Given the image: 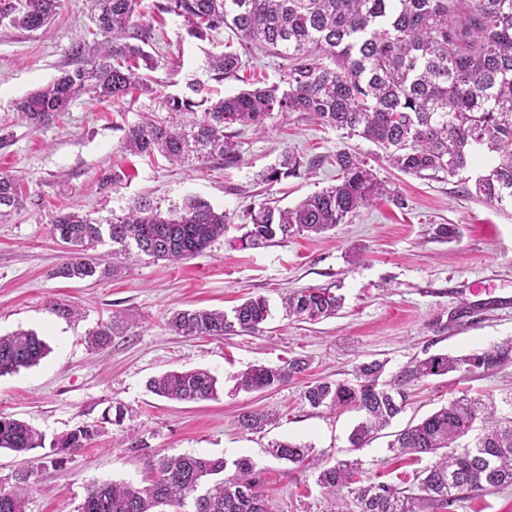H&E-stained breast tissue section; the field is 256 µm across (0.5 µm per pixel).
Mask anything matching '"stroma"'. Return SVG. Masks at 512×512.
Instances as JSON below:
<instances>
[{"label":"stroma","mask_w":512,"mask_h":512,"mask_svg":"<svg viewBox=\"0 0 512 512\" xmlns=\"http://www.w3.org/2000/svg\"><path fill=\"white\" fill-rule=\"evenodd\" d=\"M136 22L155 34L144 47L154 68L136 71L148 91L117 103L81 96L63 116L38 128L23 121L13 103L82 65L72 47L93 26L91 4L64 0L45 33L0 29V172L15 176L25 197L22 209L0 220V336L32 331L50 348L36 366L0 377V413L29 422L46 442L35 462L1 450L0 488L10 489L28 470L27 512H76L93 483L146 484L149 455H246L256 463L273 512H321L324 501L310 473L269 454L278 441L360 459L365 476L380 481L412 482L420 462L392 458L383 437L351 448L348 435L358 413L310 408L302 392L320 378L351 379L363 361H384L390 380L413 360L462 355L512 339V206L468 195L457 176L420 178L391 169L378 161L372 142L343 137L298 113L268 122L262 132L242 129L243 161L236 166L220 160L173 165L160 156L130 154L123 148L126 130L160 113L163 100L184 91L189 79L207 83L216 97L278 79L277 59L258 55L249 58L239 78L212 80L208 57L223 51L227 30L200 41L174 15L146 11ZM344 147L373 166L404 206L384 198L326 237L292 235L257 248L241 245L239 226L248 205L292 207L334 185L331 158ZM288 153L301 157L311 173L272 187L260 183L259 173ZM112 173L120 177L113 185L105 181ZM144 195L166 204L201 198L225 212L231 225L188 260L144 256L98 282L56 276L68 250L52 234L55 216L77 210L104 220ZM441 224L456 225L455 238L437 237ZM320 287L340 296L336 316L318 323L286 317L285 291ZM257 295L268 299L271 310L260 333L186 337L167 325L175 311L228 313ZM60 303L76 309V316L58 314ZM116 313L131 321V329L91 349L87 333ZM295 356L309 361L303 375L260 392L237 390L236 376L248 366L283 367ZM191 369L218 378L217 398L173 402L147 389L153 376ZM405 392L406 407L390 426L394 432L465 394L498 403L511 397L512 364L468 377H432L407 385ZM117 401L128 410L125 426L106 425L86 447L53 454L58 437L100 422ZM252 409L273 414L265 431L238 428V415ZM129 425L149 445V454L130 451Z\"/></svg>","instance_id":"1"}]
</instances>
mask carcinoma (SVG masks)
Listing matches in <instances>:
<instances>
[{
	"instance_id": "obj_1",
	"label": "carcinoma",
	"mask_w": 512,
	"mask_h": 512,
	"mask_svg": "<svg viewBox=\"0 0 512 512\" xmlns=\"http://www.w3.org/2000/svg\"><path fill=\"white\" fill-rule=\"evenodd\" d=\"M63 0H0V27L47 29ZM143 0H93L92 22L101 37L87 65L66 70L17 101L14 109L37 127L90 94L119 102L135 90L147 91L132 59L148 61L142 48L121 42L134 26ZM152 11L183 18L190 36L206 40L224 28L237 45L209 57L212 79L231 77L245 66L243 55L281 59L280 82L242 90L217 100L199 80L187 93L166 98V115H148L128 128L124 149L158 153L172 163L224 165L242 161L239 128L263 130L267 121L298 112L321 126L346 131L374 143L383 159L417 177H449L467 171L478 157L487 160L476 177L477 198L512 202V0H153ZM337 183L293 208L268 205L244 210L239 241L259 246L296 234L321 235L350 224L360 209L389 193L373 168L347 149L331 157ZM301 158L286 154L260 174L273 186L301 175ZM24 207L16 180L0 173V218ZM230 218L208 202L187 197L167 208L145 195L106 222L81 212L61 213L52 233L70 247L57 274L80 281L107 278L113 267L86 251L112 246V257L145 255L179 262L200 254L229 226ZM288 316L317 323L336 315L340 299L329 288H301L282 297ZM269 317L267 299L250 297L227 315L220 310H181L168 320L185 336L222 337L256 333ZM120 317L88 334L93 346L123 336ZM48 345L32 331L0 337V377L39 363ZM512 362V339L465 356L446 353L416 359L390 382L381 380L385 363L364 362L354 380H319L306 386L303 401L313 409L355 410L360 421L348 441L362 448L404 409L403 387L412 381L477 370L492 371ZM308 362L297 357L286 368L251 365L237 376L236 388L257 392L300 374ZM218 379L206 370L168 371L148 382L155 396L177 402L214 398ZM269 415L238 417L239 428L261 431ZM100 433L82 425L58 438L53 451L84 448ZM44 447L43 435L23 420L0 414V449L27 454ZM388 451L426 460L414 487L360 479L358 460L330 462L310 445L276 442L269 453L292 464L308 463L322 491L323 512H450L458 502L512 488V410L492 399L459 398L421 422L394 435ZM144 487L103 481L91 485L77 512H167L192 500L190 512H272L259 488L251 458L231 462L222 456H160L151 461ZM30 474L0 490V512H26Z\"/></svg>"
}]
</instances>
